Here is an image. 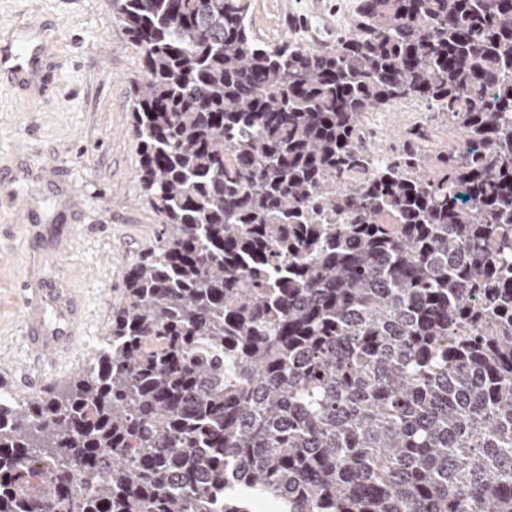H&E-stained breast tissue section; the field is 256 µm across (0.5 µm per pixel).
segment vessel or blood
Listing matches in <instances>:
<instances>
[{"label": "vessel or blood", "mask_w": 512, "mask_h": 512, "mask_svg": "<svg viewBox=\"0 0 512 512\" xmlns=\"http://www.w3.org/2000/svg\"><path fill=\"white\" fill-rule=\"evenodd\" d=\"M45 44L23 45L13 40L0 45V71L21 85L39 80ZM85 309L70 290L58 287L54 277L42 280L25 298L24 341L36 361L67 356L78 340V322Z\"/></svg>", "instance_id": "1"}]
</instances>
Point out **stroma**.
<instances>
[{
    "label": "stroma",
    "instance_id": "1",
    "mask_svg": "<svg viewBox=\"0 0 512 512\" xmlns=\"http://www.w3.org/2000/svg\"><path fill=\"white\" fill-rule=\"evenodd\" d=\"M357 0H248V20L271 44L306 33L328 47L352 24ZM114 0H0V37L18 21L54 40L42 68L48 106L0 73V394L16 401L64 385L109 334L125 264L156 241L160 221L143 202L130 99L141 59L114 17ZM32 217L22 223L20 203ZM55 275L87 303L84 336L69 362L25 384L23 284Z\"/></svg>",
    "mask_w": 512,
    "mask_h": 512
}]
</instances>
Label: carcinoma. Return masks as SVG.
<instances>
[{
	"instance_id": "obj_1",
	"label": "carcinoma",
	"mask_w": 512,
	"mask_h": 512,
	"mask_svg": "<svg viewBox=\"0 0 512 512\" xmlns=\"http://www.w3.org/2000/svg\"><path fill=\"white\" fill-rule=\"evenodd\" d=\"M116 5L162 232L92 362L0 397V512H512V0H359L328 50ZM409 97L465 146L333 191Z\"/></svg>"
}]
</instances>
